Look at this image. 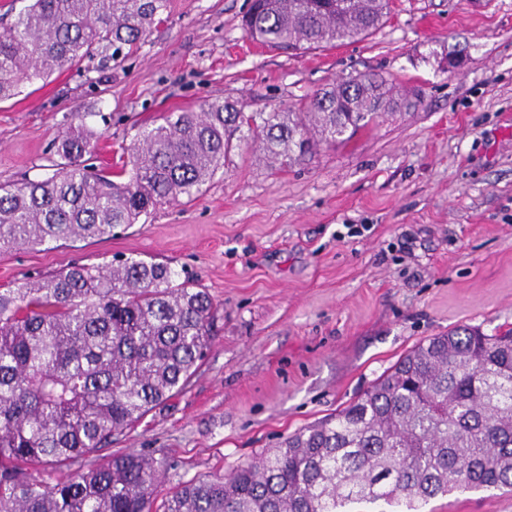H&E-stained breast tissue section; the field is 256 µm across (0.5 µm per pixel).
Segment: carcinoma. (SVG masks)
Here are the masks:
<instances>
[{
  "label": "carcinoma",
  "instance_id": "cac0c4a2",
  "mask_svg": "<svg viewBox=\"0 0 512 512\" xmlns=\"http://www.w3.org/2000/svg\"><path fill=\"white\" fill-rule=\"evenodd\" d=\"M168 7L28 0L0 28V101L96 56L137 50ZM392 7L252 0L243 29L262 46L306 52L364 40ZM417 104L374 74L340 77L273 112L207 100L142 127L113 171L83 164L99 135L74 123L51 175L0 183V252L110 237L162 203L200 193L238 132L255 134L266 156L288 165L321 143L348 142L342 125L373 129ZM214 313L206 289L133 254L0 288V512H342L355 500L411 504L460 486L512 489V329L463 326L416 346L336 415L254 462L159 498L165 458L100 452L189 384ZM49 469L67 475L34 476Z\"/></svg>",
  "mask_w": 512,
  "mask_h": 512
}]
</instances>
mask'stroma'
<instances>
[{
	"label": "stroma",
	"mask_w": 512,
	"mask_h": 512,
	"mask_svg": "<svg viewBox=\"0 0 512 512\" xmlns=\"http://www.w3.org/2000/svg\"><path fill=\"white\" fill-rule=\"evenodd\" d=\"M246 0H170L125 59L84 63L0 103V182L36 180L73 115L116 166L161 113L298 103L379 73L421 104L288 168L243 133L203 192L109 238L0 253V288L118 253L167 264L216 306L187 387L113 436L165 457V487L225 474L342 409L415 345L461 325L512 328V0H395L365 40L290 55L241 27ZM421 512H512V490L456 491Z\"/></svg>",
	"instance_id": "35a3bbf8"
}]
</instances>
